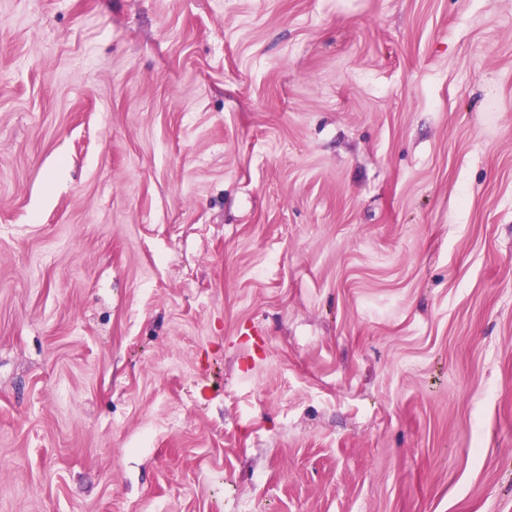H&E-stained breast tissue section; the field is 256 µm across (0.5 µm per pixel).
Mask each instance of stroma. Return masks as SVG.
Here are the masks:
<instances>
[{"label": "stroma", "mask_w": 512, "mask_h": 512, "mask_svg": "<svg viewBox=\"0 0 512 512\" xmlns=\"http://www.w3.org/2000/svg\"><path fill=\"white\" fill-rule=\"evenodd\" d=\"M0 512H512V0H0Z\"/></svg>", "instance_id": "1"}]
</instances>
